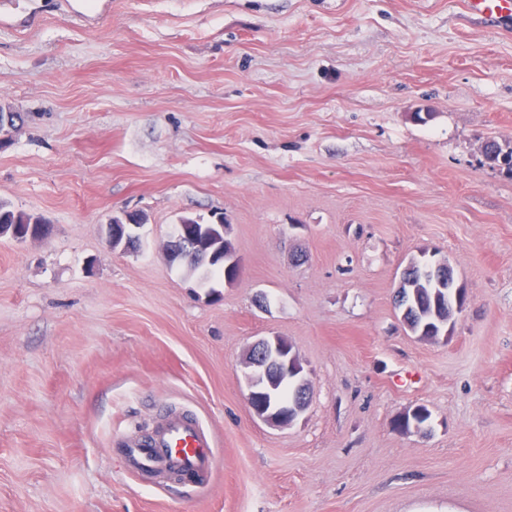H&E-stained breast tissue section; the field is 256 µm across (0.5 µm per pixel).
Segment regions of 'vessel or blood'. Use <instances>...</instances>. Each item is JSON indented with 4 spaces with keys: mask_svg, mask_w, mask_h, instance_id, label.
Returning <instances> with one entry per match:
<instances>
[{
    "mask_svg": "<svg viewBox=\"0 0 512 512\" xmlns=\"http://www.w3.org/2000/svg\"><path fill=\"white\" fill-rule=\"evenodd\" d=\"M468 13L495 27L512 26V0H466ZM213 440L196 419L174 414L159 423L150 436L149 447L134 443L127 455L133 468H183L193 473H208L212 468Z\"/></svg>",
    "mask_w": 512,
    "mask_h": 512,
    "instance_id": "b4317fda",
    "label": "vessel or blood"
}]
</instances>
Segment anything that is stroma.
<instances>
[{"instance_id": "stroma-1", "label": "stroma", "mask_w": 512, "mask_h": 512, "mask_svg": "<svg viewBox=\"0 0 512 512\" xmlns=\"http://www.w3.org/2000/svg\"><path fill=\"white\" fill-rule=\"evenodd\" d=\"M79 8L0 0V203L51 226L0 236V512H512V34L463 0ZM216 214L242 273L200 288L162 245ZM414 259L464 292L435 340ZM274 336L310 383L283 427L246 400ZM174 410L213 468L151 485L118 441ZM253 349H255L256 353H257V362L255 363L253 373H251L247 377V383H248V387H249V392L247 395V402L249 405H250V398H251L252 394L255 391H257L258 384L261 382L262 378H265V379L268 378L269 367L272 363L268 359V351H270V349H271L273 355L276 356L278 354V350H280L281 352L284 353L288 350V346H287V344H285L279 340H274L273 344L271 345L270 340L259 339L258 341L254 342L252 344V346L250 347V349L248 351V354H250V352ZM250 408L252 409L255 416H257L259 419H261L265 423H268L273 426H285V425H290L294 422V421L292 422L289 420L283 422V421H281V419H279L273 415L257 411L251 405H250ZM290 422H292V423H290Z\"/></svg>"}]
</instances>
